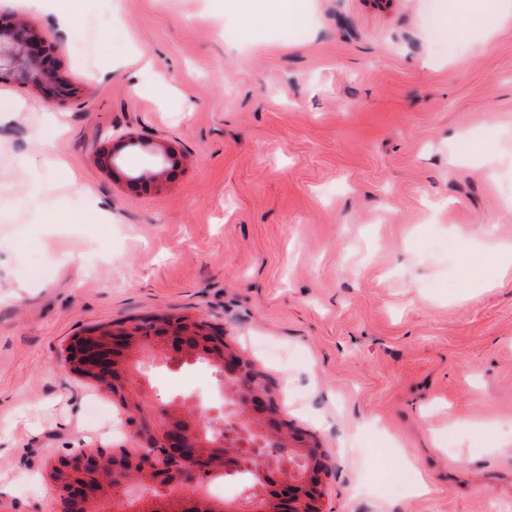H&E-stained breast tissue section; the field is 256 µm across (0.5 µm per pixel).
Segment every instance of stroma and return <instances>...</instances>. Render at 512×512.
Instances as JSON below:
<instances>
[{
	"mask_svg": "<svg viewBox=\"0 0 512 512\" xmlns=\"http://www.w3.org/2000/svg\"><path fill=\"white\" fill-rule=\"evenodd\" d=\"M446 0H0L51 44L61 103L0 81V512H53L50 464L138 452L118 397L69 372L97 325L186 315L266 376L326 455L320 512H512V15L439 36ZM109 42L101 52L98 36ZM183 165L130 197L96 148ZM80 212L99 226L70 221ZM133 387L224 414L204 362ZM275 5L263 12L249 10L244 16V29L248 31L257 23L273 24L282 19H288V22L299 24L301 16L296 11L293 0H277Z\"/></svg>",
	"mask_w": 512,
	"mask_h": 512,
	"instance_id": "35a3bbf8",
	"label": "stroma"
}]
</instances>
